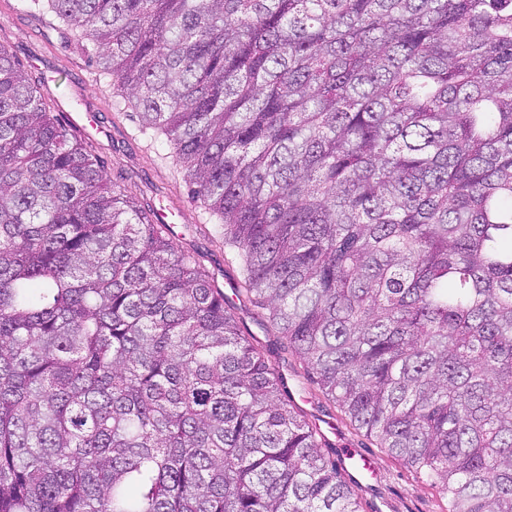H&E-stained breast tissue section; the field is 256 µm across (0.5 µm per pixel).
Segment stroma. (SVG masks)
Instances as JSON below:
<instances>
[{
  "instance_id": "35a3bbf8",
  "label": "stroma",
  "mask_w": 512,
  "mask_h": 512,
  "mask_svg": "<svg viewBox=\"0 0 512 512\" xmlns=\"http://www.w3.org/2000/svg\"><path fill=\"white\" fill-rule=\"evenodd\" d=\"M67 37L63 28L37 23L25 0H0V43L9 44L25 66L43 77L55 113L94 112L103 131L86 144L130 195L139 203L180 213L171 236L175 247L193 257L206 280L229 299L242 334L279 373L283 398L322 435L324 453L344 465L345 480L356 484L362 512H448V500L439 487L354 429L303 360L287 351L285 339L263 311L236 294L241 265L225 251L215 217L191 198L184 173L162 137L142 130L132 110L114 109L111 76L87 64ZM353 454L370 459L373 475L364 477L348 469Z\"/></svg>"
}]
</instances>
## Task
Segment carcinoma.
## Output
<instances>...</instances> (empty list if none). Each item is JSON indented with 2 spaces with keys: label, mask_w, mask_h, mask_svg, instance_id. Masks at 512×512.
<instances>
[{
  "label": "carcinoma",
  "mask_w": 512,
  "mask_h": 512,
  "mask_svg": "<svg viewBox=\"0 0 512 512\" xmlns=\"http://www.w3.org/2000/svg\"><path fill=\"white\" fill-rule=\"evenodd\" d=\"M165 137L240 292L448 512H512V0H29ZM0 43V512H361Z\"/></svg>",
  "instance_id": "1"
}]
</instances>
